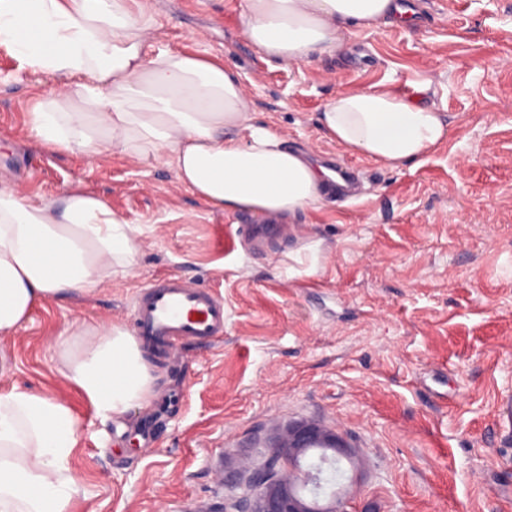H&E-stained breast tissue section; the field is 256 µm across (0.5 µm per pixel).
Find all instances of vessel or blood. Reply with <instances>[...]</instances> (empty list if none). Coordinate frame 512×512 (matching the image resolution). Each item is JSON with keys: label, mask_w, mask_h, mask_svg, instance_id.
<instances>
[{"label": "vessel or blood", "mask_w": 512, "mask_h": 512, "mask_svg": "<svg viewBox=\"0 0 512 512\" xmlns=\"http://www.w3.org/2000/svg\"><path fill=\"white\" fill-rule=\"evenodd\" d=\"M138 344L172 352L182 342L210 343L224 334V301L209 286L177 275L153 281L133 306Z\"/></svg>", "instance_id": "vessel-or-blood-1"}]
</instances>
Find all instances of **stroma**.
I'll use <instances>...</instances> for the list:
<instances>
[{
  "mask_svg": "<svg viewBox=\"0 0 512 512\" xmlns=\"http://www.w3.org/2000/svg\"><path fill=\"white\" fill-rule=\"evenodd\" d=\"M141 3L158 45L238 70L258 121L336 158L358 192L250 244L249 214L210 212L170 167L35 143L27 114L54 82L0 46V182L34 198L93 192L145 229L133 275L0 337V390L46 392L79 422L72 512L233 503L299 422L339 431L346 493L370 512H512V0H422L411 26L348 32L341 52L278 65L244 38L241 0ZM423 81V103L450 126L423 165L342 153L317 127L339 89L411 95ZM170 273L219 287L224 337L143 350L146 400L102 417L60 372L66 330L131 327L137 294ZM219 470L233 483L218 485Z\"/></svg>",
  "mask_w": 512,
  "mask_h": 512,
  "instance_id": "35a3bbf8",
  "label": "stroma"
}]
</instances>
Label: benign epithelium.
Returning <instances> with one entry per match:
<instances>
[{"label": "benign epithelium", "instance_id": "1", "mask_svg": "<svg viewBox=\"0 0 512 512\" xmlns=\"http://www.w3.org/2000/svg\"><path fill=\"white\" fill-rule=\"evenodd\" d=\"M322 445L334 453H349L343 438L334 428L298 423L288 427L282 440L267 448L268 457L256 465L252 473V492L234 504L235 512H349L352 504L347 496L331 495L330 498L306 494L304 488L321 483L319 467L300 470L302 454L312 445ZM293 473L281 478V470Z\"/></svg>", "mask_w": 512, "mask_h": 512}]
</instances>
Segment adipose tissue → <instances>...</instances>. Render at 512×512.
I'll return each mask as SVG.
<instances>
[{
	"label": "adipose tissue",
	"instance_id": "ef3b65f1",
	"mask_svg": "<svg viewBox=\"0 0 512 512\" xmlns=\"http://www.w3.org/2000/svg\"><path fill=\"white\" fill-rule=\"evenodd\" d=\"M399 0H243L242 30L267 63L336 50L345 32L407 25ZM155 17L131 0H0V46L55 88L28 115L43 147L119 153L172 168L212 210L298 216L323 206L339 178L259 124L240 74L223 62L151 43ZM342 150L397 169L424 163L448 136L441 112L372 86L343 88L316 119ZM144 233L101 197L78 190L32 199L0 184V336L48 301L92 293L133 272ZM61 372L97 414L141 405L152 377L122 327L75 322ZM78 421L63 401L0 392V512H70Z\"/></svg>",
	"mask_w": 512,
	"mask_h": 512
}]
</instances>
